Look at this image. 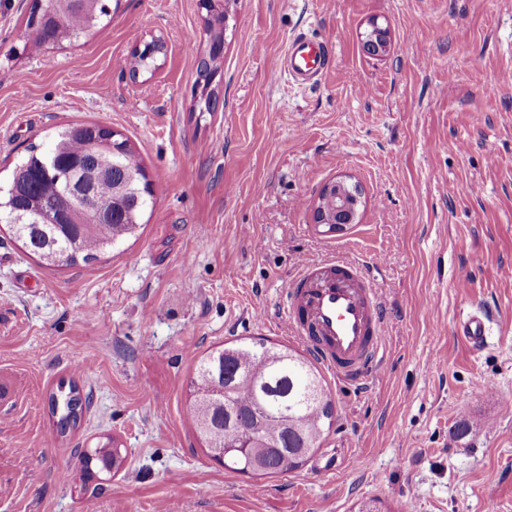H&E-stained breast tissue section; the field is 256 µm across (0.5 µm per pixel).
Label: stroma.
<instances>
[{
    "instance_id": "1",
    "label": "stroma",
    "mask_w": 512,
    "mask_h": 512,
    "mask_svg": "<svg viewBox=\"0 0 512 512\" xmlns=\"http://www.w3.org/2000/svg\"><path fill=\"white\" fill-rule=\"evenodd\" d=\"M33 5L0 0V184L94 122L129 139L153 204L86 266H47L0 224V512H512V0H230L212 112L193 108L198 0H108L56 46L35 44ZM375 25L382 57L363 49ZM300 32L329 69L271 79ZM155 38L156 70L132 75ZM340 175L359 221L325 235L313 205ZM377 256L369 391L325 374L334 421L300 468H224L185 416L196 359L252 338L301 352L285 319L302 266ZM472 312L491 321L477 350L456 334ZM63 380L91 399L64 437L47 406ZM109 439L127 458L95 489L78 451Z\"/></svg>"
}]
</instances>
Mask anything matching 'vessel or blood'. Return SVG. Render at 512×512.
<instances>
[{"instance_id":"b4317fda","label":"vessel or blood","mask_w":512,"mask_h":512,"mask_svg":"<svg viewBox=\"0 0 512 512\" xmlns=\"http://www.w3.org/2000/svg\"><path fill=\"white\" fill-rule=\"evenodd\" d=\"M328 66L325 43L300 34L288 46L284 69L302 84L317 82ZM370 267L332 259L304 266L291 285L287 329L328 372L363 386L381 367L385 317L371 285ZM469 344L487 336L484 319L473 316L457 329Z\"/></svg>"}]
</instances>
